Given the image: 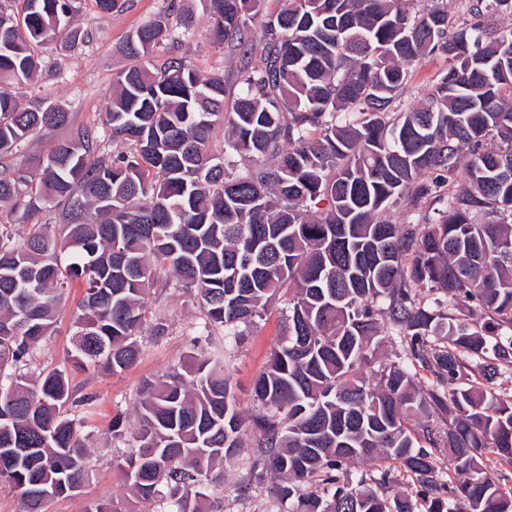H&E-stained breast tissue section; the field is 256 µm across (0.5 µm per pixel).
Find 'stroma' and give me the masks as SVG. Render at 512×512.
Here are the masks:
<instances>
[{"label":"stroma","instance_id":"obj_1","mask_svg":"<svg viewBox=\"0 0 512 512\" xmlns=\"http://www.w3.org/2000/svg\"><path fill=\"white\" fill-rule=\"evenodd\" d=\"M192 12V30L182 29L171 6ZM70 28L77 38L61 36L41 52L42 67L35 77L10 91L29 107L38 103L63 108L71 118L70 129H101L112 97L116 72L129 66L123 51L127 38L147 21L167 17L169 36L154 50L155 66L180 58L208 74L223 76L229 95H236L237 55L213 43L207 0H122V6L104 18H97L94 0H76ZM70 129L49 130L41 138L28 140L18 151L5 158V168L18 172L29 166L31 157L44 153L55 141L68 137ZM166 270H158L157 286L148 298L149 326L142 333L141 355L132 368L105 374L89 369L74 373L72 385L78 395L92 398L84 432L90 454V477L79 495L51 500L45 512H85L95 502L114 503L118 512H144L133 497L116 462L125 455L124 444L112 442L108 428L116 412H124L129 423H136L134 411L137 393L146 380H154L180 365L188 355L203 351H224V370L233 381L237 407L244 414L255 411L251 396L254 378L266 365L271 349L281 335L287 303L274 301L266 314L256 320L248 336L240 343L225 345L224 332L212 329L210 335L199 332L202 312L193 292L166 285ZM82 288H72L63 298L64 311L55 332L46 338L34 354L35 370L64 366L74 331L72 315L82 298ZM163 320L167 326L162 338H154L150 325ZM238 467H225L223 486L214 488V496L223 498L224 512H262L267 500L266 486H259L251 498L237 492Z\"/></svg>","mask_w":512,"mask_h":512}]
</instances>
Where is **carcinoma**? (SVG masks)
I'll use <instances>...</instances> for the list:
<instances>
[{"label": "carcinoma", "instance_id": "carcinoma-1", "mask_svg": "<svg viewBox=\"0 0 512 512\" xmlns=\"http://www.w3.org/2000/svg\"><path fill=\"white\" fill-rule=\"evenodd\" d=\"M20 2L0 7V85L37 74L75 9ZM438 2L282 0L254 62L261 0H209L214 41L241 55L230 112L223 76L152 64L168 28L149 21L106 110L122 148L99 154L84 128L0 173V208L29 225H0V448L29 449L0 457V482L21 512L80 493L91 397L72 372L136 362L159 267L226 342L285 294L288 317L254 383L258 413L237 408L224 366L196 357L142 384L137 427L112 417V440L132 448L124 481L153 512H224L205 489L228 461L244 465L242 496L279 478L270 506L288 512H512V389L494 387L512 373V27L485 22L512 17V0H465L457 27ZM432 56L447 67L419 98L409 67ZM69 124L0 91V157ZM402 202L404 222L386 220ZM53 203L61 222H35ZM75 280L69 367L36 375ZM360 458L386 465L348 472ZM399 473L415 498L386 496Z\"/></svg>", "mask_w": 512, "mask_h": 512}]
</instances>
